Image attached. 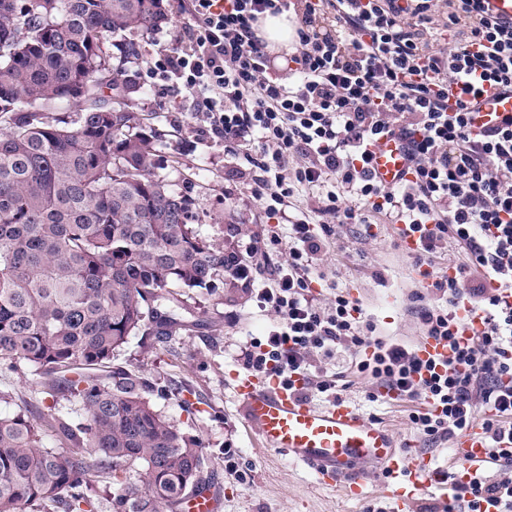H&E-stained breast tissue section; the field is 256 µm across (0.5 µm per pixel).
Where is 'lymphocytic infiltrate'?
<instances>
[{
  "instance_id": "f902f5d3",
  "label": "lymphocytic infiltrate",
  "mask_w": 512,
  "mask_h": 512,
  "mask_svg": "<svg viewBox=\"0 0 512 512\" xmlns=\"http://www.w3.org/2000/svg\"><path fill=\"white\" fill-rule=\"evenodd\" d=\"M187 20L161 48L149 79L172 82L196 105L197 136L237 158L253 199L286 216L287 239L257 236L252 254L277 264L259 302L277 323L242 353L246 369L291 385L303 375L336 392L328 369L341 350L366 377L432 410L411 422L430 439L456 440L481 425L500 470L470 474L440 512H512V129L486 133L468 123L471 97L485 86L512 90V23L486 15L483 0H179ZM291 10L298 42L287 74L255 25ZM407 138L409 177L388 188L367 167L381 136ZM316 194L319 213L289 215L292 198ZM383 215L416 236L417 264L446 241L463 262L438 275L442 306L420 313L426 337L443 343L441 364L387 342L358 304L336 291L322 306L313 285L336 224ZM469 305L482 327L465 335Z\"/></svg>"
}]
</instances>
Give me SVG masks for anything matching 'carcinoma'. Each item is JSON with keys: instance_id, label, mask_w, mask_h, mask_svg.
Instances as JSON below:
<instances>
[{"instance_id": "cac0c4a2", "label": "carcinoma", "mask_w": 512, "mask_h": 512, "mask_svg": "<svg viewBox=\"0 0 512 512\" xmlns=\"http://www.w3.org/2000/svg\"><path fill=\"white\" fill-rule=\"evenodd\" d=\"M168 20L164 0H0V367L34 368L54 401L0 413V512H98L106 494L110 512H183L215 485L151 401L168 385L109 368L132 336L176 335L186 291L240 276L157 173L136 46L111 51Z\"/></svg>"}]
</instances>
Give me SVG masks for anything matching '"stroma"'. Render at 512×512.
Returning a JSON list of instances; mask_svg holds the SVG:
<instances>
[{"mask_svg":"<svg viewBox=\"0 0 512 512\" xmlns=\"http://www.w3.org/2000/svg\"><path fill=\"white\" fill-rule=\"evenodd\" d=\"M160 102H149L147 126L161 135L162 174L177 189L188 191L195 203L194 224L200 234L218 242L227 240L242 257H250L256 236L272 230L287 238L288 226L280 216L267 214L245 185L235 184L234 160L221 145L194 138L193 105L184 94L161 88ZM235 233H228V226ZM327 282L349 293L361 307L375 333L386 340L416 345L423 336L420 304H437L415 261L400 240L394 224L381 216L371 224H340L336 239L320 265ZM268 268L251 272L248 288H236L232 298L222 293H191V324L169 339L138 335L115 359L116 365L142 369L145 377L187 390L186 398L155 397L156 408L179 426L185 436L199 441L213 461L215 480L224 490L223 512H366L381 507L392 512L394 502L375 470L355 500L335 488L314 483L310 474L289 463L286 456L259 447L255 432L246 430L231 376L243 372L241 346L264 338L274 323L270 312L259 308L256 294L268 286ZM355 357L345 352L330 368L341 378L337 398L350 402L369 420L385 425L398 447L429 460L432 468H448L450 445L430 442L412 426L411 413L422 400L381 401L380 383L361 377ZM0 390L12 392L15 402L41 411L49 400L40 377L27 367L0 368ZM236 451V472L224 468V451Z\"/></svg>","mask_w":512,"mask_h":512,"instance_id":"35a3bbf8","label":"stroma"}]
</instances>
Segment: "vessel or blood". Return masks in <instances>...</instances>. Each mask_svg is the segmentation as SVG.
<instances>
[{
    "label": "vessel or blood",
    "mask_w": 512,
    "mask_h": 512,
    "mask_svg": "<svg viewBox=\"0 0 512 512\" xmlns=\"http://www.w3.org/2000/svg\"><path fill=\"white\" fill-rule=\"evenodd\" d=\"M511 123L512 91L495 88L474 100V131ZM406 151V140L396 134L371 147L369 167L383 185L394 187L406 179ZM306 385L302 375L294 376L289 388L275 377L236 376L234 391L242 402L245 422L256 430L264 448L286 455L294 465L306 468L317 484L343 488L351 498L363 492L366 467H376L397 501V512H407L414 497L430 488L441 501L453 496L455 482L437 480L426 461H409L387 428L344 401L314 404L302 396ZM451 460L470 472L492 469L480 425L457 439Z\"/></svg>",
    "instance_id": "1"
}]
</instances>
